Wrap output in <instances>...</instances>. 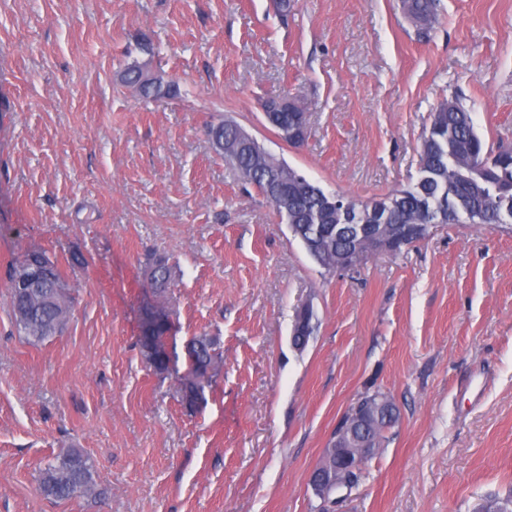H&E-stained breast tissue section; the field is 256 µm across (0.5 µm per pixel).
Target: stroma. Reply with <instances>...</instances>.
<instances>
[{"mask_svg":"<svg viewBox=\"0 0 512 512\" xmlns=\"http://www.w3.org/2000/svg\"><path fill=\"white\" fill-rule=\"evenodd\" d=\"M149 63L174 98L118 74ZM308 108L294 150L264 121ZM512 144V0H440L420 38L402 0H0V512H316L309 480L339 419L379 391L399 420L333 512H473L512 494V230L436 224L326 272L213 149L232 120L326 191L384 198L418 178L437 104ZM54 260L62 334L19 336L6 264ZM171 269L152 284L157 260ZM169 318L174 370L138 344ZM315 330L295 348L296 312ZM219 358L182 404L184 347ZM64 448L97 495L38 486ZM276 100L277 99H270V100H267L263 104L264 108H267L268 105L275 106L273 108H269L266 110V112H269V113H267L268 117L265 119L266 123L270 126L271 130L278 133L284 124L288 123V125H289L293 122V118H298L297 119L298 122L304 128V130L306 132V137L302 141V144L304 145V143L308 137V130H309L308 115H307L305 108L301 112H298L296 110L282 112L278 108H284V107L288 108V106H290V107L293 106L294 103L289 100H277L276 104L274 105ZM287 116H288V119H287ZM287 120H288V122H287ZM213 346V342L205 336L191 339L185 346V354L191 366L214 363L215 349Z\"/></svg>","mask_w":512,"mask_h":512,"instance_id":"obj_1","label":"stroma"}]
</instances>
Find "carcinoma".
<instances>
[{"mask_svg":"<svg viewBox=\"0 0 512 512\" xmlns=\"http://www.w3.org/2000/svg\"><path fill=\"white\" fill-rule=\"evenodd\" d=\"M407 15L420 26V36L425 38L437 21L439 0H403ZM148 63H134L120 75L123 84L131 86L140 81L138 93L146 98L170 97L178 93L176 85L163 81L146 72ZM269 106L266 123L278 132L282 126L298 119L304 130H309L306 111L283 112ZM206 135L215 151L235 170L241 179L253 185L263 195L276 213L289 224L293 236L307 245L320 242L317 263L331 272L341 263L349 250L348 237L327 234L330 224H468V215H481L483 224L500 225L496 198L480 190V182L473 184L457 179L455 168L442 162L443 147L455 150L458 162L464 165H482L485 176L496 181L512 193V146L485 147L476 132L471 112L458 99L442 100L430 115V126L424 135L419 163L430 169V177L388 196L366 202H353L345 213L329 209L324 190L307 181L302 193L288 194V206L268 191L273 176L291 179L290 167L274 155L259 156L238 141V126L219 122L206 127ZM50 264L49 277L37 288L26 294L16 289V279L32 266ZM7 284L11 311L19 332L33 342L43 341L62 331L69 319L70 289L64 283L60 269L50 258L37 253L21 261L7 264ZM164 332L153 336L154 356L147 362L157 372L168 369L169 355L164 348ZM191 365L210 364L215 359L213 342L198 336L185 346ZM398 420L397 410L376 414L368 424H359L354 430L357 439L369 438L382 443L387 432ZM94 468L89 457L76 448L60 451L43 472L41 492L55 499H67L76 494L95 491ZM512 507V496H490L477 504L475 512H495Z\"/></svg>","mask_w":512,"mask_h":512,"instance_id":"1","label":"carcinoma"}]
</instances>
